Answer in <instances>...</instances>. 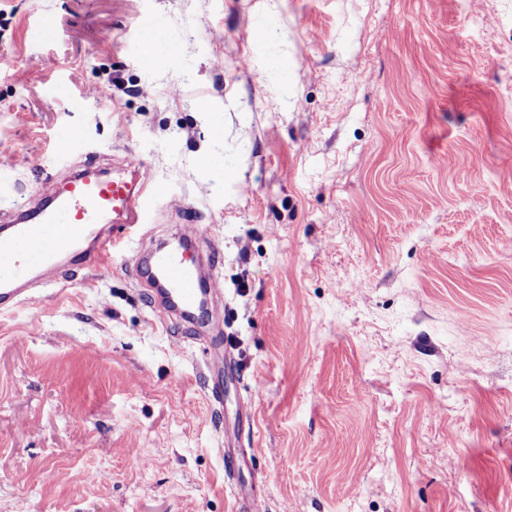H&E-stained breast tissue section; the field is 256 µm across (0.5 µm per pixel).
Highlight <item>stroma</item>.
I'll list each match as a JSON object with an SVG mask.
<instances>
[{
    "mask_svg": "<svg viewBox=\"0 0 512 512\" xmlns=\"http://www.w3.org/2000/svg\"><path fill=\"white\" fill-rule=\"evenodd\" d=\"M89 162L160 198L0 312V512H512V0H0V216ZM206 233L207 230L201 225H195L180 236V246L155 248L145 258L148 267L162 284L160 286L152 279L154 304L168 314L175 313L190 319V315L204 304L207 313L202 321L203 326L209 320L213 299L198 250L199 238Z\"/></svg>",
    "mask_w": 512,
    "mask_h": 512,
    "instance_id": "stroma-1",
    "label": "stroma"
}]
</instances>
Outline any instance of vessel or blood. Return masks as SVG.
I'll return each mask as SVG.
<instances>
[{
  "label": "vessel or blood",
  "mask_w": 512,
  "mask_h": 512,
  "mask_svg": "<svg viewBox=\"0 0 512 512\" xmlns=\"http://www.w3.org/2000/svg\"><path fill=\"white\" fill-rule=\"evenodd\" d=\"M93 166L68 177L49 199L31 198L27 208L0 226V310L14 306L31 284L33 271L54 264L81 244L89 246V260L103 262L119 237L103 240L98 230L105 219L120 222L124 233L142 224L157 192L123 176L94 177ZM204 233L194 226L182 234L177 247H158L146 263L159 279L153 302L167 313L190 317L213 294L203 271L198 243Z\"/></svg>",
  "instance_id": "b4317fda"
}]
</instances>
